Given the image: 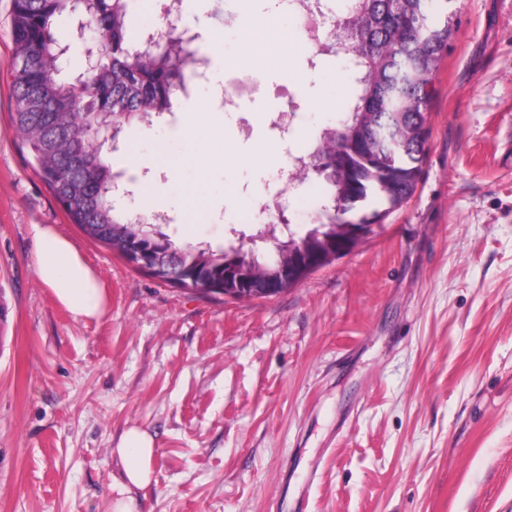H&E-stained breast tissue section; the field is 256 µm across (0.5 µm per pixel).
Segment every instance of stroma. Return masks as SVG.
<instances>
[{
    "instance_id": "obj_1",
    "label": "stroma",
    "mask_w": 512,
    "mask_h": 512,
    "mask_svg": "<svg viewBox=\"0 0 512 512\" xmlns=\"http://www.w3.org/2000/svg\"><path fill=\"white\" fill-rule=\"evenodd\" d=\"M13 0H0V512H110L112 454L154 438L144 512H512V0H457L432 85L415 194L350 254L253 299L178 288L71 224L12 126ZM213 47L212 70L254 78L243 111L210 112L206 146L170 122L126 127L127 155L165 186L180 243L269 255L250 193L273 180L270 130L297 110L310 149L355 94L338 49L318 54L279 0H133L130 37L165 22ZM298 32L286 66L245 39ZM297 235L324 183L284 196ZM53 225L110 299L75 318L39 278Z\"/></svg>"
}]
</instances>
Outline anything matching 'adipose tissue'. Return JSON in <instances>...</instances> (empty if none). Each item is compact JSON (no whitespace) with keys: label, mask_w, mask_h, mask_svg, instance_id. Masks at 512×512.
Listing matches in <instances>:
<instances>
[{"label":"adipose tissue","mask_w":512,"mask_h":512,"mask_svg":"<svg viewBox=\"0 0 512 512\" xmlns=\"http://www.w3.org/2000/svg\"><path fill=\"white\" fill-rule=\"evenodd\" d=\"M35 241L39 277L58 302L76 318L103 317L108 305L106 290L73 244L49 224L37 228ZM113 453L119 474L112 479V512H141L137 493L152 482L153 441L147 433L132 428Z\"/></svg>","instance_id":"adipose-tissue-1"}]
</instances>
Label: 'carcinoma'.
Segmentation results:
<instances>
[{
    "label": "carcinoma",
    "instance_id": "carcinoma-1",
    "mask_svg": "<svg viewBox=\"0 0 512 512\" xmlns=\"http://www.w3.org/2000/svg\"><path fill=\"white\" fill-rule=\"evenodd\" d=\"M72 0H13L11 71L16 112L13 128L29 152L35 174L59 200L67 217L90 239L114 250L135 241L155 250L182 251L156 224L137 225L109 199L113 172L96 132L107 114H124L122 126L149 123L172 111L174 97L191 80L194 55L168 23L159 29L162 45L127 40L130 0H90L87 18L99 30L94 48L104 65L83 81L89 108L49 114L40 105L64 100L70 87L55 61L61 45L56 23L72 16ZM456 11L435 10L429 0H338L335 44L356 69L357 89L307 156L318 166L330 202L327 232L352 215L351 224H379L414 194L427 151V109L431 76L455 33ZM79 153L84 164L67 163ZM241 250L202 249L200 288L237 264Z\"/></svg>",
    "mask_w": 512,
    "mask_h": 512
}]
</instances>
